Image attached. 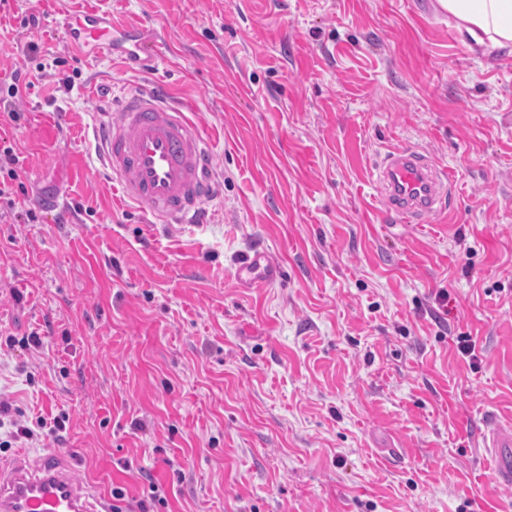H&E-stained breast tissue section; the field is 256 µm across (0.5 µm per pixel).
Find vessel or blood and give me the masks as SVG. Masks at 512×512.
<instances>
[{"mask_svg":"<svg viewBox=\"0 0 512 512\" xmlns=\"http://www.w3.org/2000/svg\"><path fill=\"white\" fill-rule=\"evenodd\" d=\"M75 49L90 46L98 56L125 51L128 57L160 48L133 38L130 30L110 35L96 12H85L79 22L62 18ZM104 163L119 181L122 197L150 214L159 224H202L206 202L214 194L210 172L211 146L189 120L184 105L170 101L157 84L125 97L118 111L109 113L95 129ZM377 189L393 210L412 224L443 209L450 179L424 153L398 148L384 157ZM283 269L263 250L248 253L236 275L246 285L272 283ZM491 446L500 480L512 484V433L495 430ZM0 512H96L84 485L74 482L54 458L41 459L34 468L0 469Z\"/></svg>","mask_w":512,"mask_h":512,"instance_id":"b4317fda","label":"vessel or blood"}]
</instances>
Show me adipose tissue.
I'll list each match as a JSON object with an SVG mask.
<instances>
[{"label":"adipose tissue","instance_id":"1","mask_svg":"<svg viewBox=\"0 0 512 512\" xmlns=\"http://www.w3.org/2000/svg\"><path fill=\"white\" fill-rule=\"evenodd\" d=\"M473 51H512V0H437Z\"/></svg>","mask_w":512,"mask_h":512}]
</instances>
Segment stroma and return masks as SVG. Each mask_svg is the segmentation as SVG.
<instances>
[{"label":"stroma","mask_w":512,"mask_h":512,"mask_svg":"<svg viewBox=\"0 0 512 512\" xmlns=\"http://www.w3.org/2000/svg\"><path fill=\"white\" fill-rule=\"evenodd\" d=\"M434 4L0 0V97L44 73L0 110V393L68 418L0 463L56 450L127 512L152 480L154 512H512L486 446L512 425V54ZM87 9L161 56L75 50L56 20ZM156 82L212 143L199 227L121 201L98 152L113 99ZM399 147L449 171L453 214L389 209ZM256 246L282 281L237 279Z\"/></svg>","instance_id":"35a3bbf8"}]
</instances>
